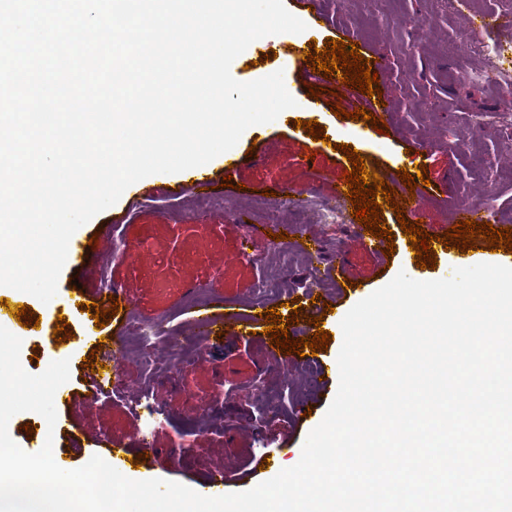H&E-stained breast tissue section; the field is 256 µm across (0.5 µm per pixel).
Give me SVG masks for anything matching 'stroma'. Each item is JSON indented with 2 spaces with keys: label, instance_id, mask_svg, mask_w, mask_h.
<instances>
[{
  "label": "stroma",
  "instance_id": "1",
  "mask_svg": "<svg viewBox=\"0 0 512 512\" xmlns=\"http://www.w3.org/2000/svg\"><path fill=\"white\" fill-rule=\"evenodd\" d=\"M286 8L301 20L321 12V39L332 41L354 36L357 42L381 48L390 61L386 82L393 110L388 134L377 133L365 121L342 119L333 106L349 108L346 91L338 95L321 92L322 112L301 113L290 108L271 123L249 127L233 149L234 155L255 154L257 161L241 166L231 175L232 186L221 189L224 207L203 210L192 203L191 193H177L184 173L155 174L141 186L154 189L145 199L139 186H129L121 199L81 226L75 233L87 243L94 275L64 268L58 292L49 303L17 290L11 291L9 307L27 305L39 326H21L15 316L0 321L22 340L20 362L29 373L43 372L50 362L68 360L70 378L64 389L69 402H56L57 421L48 426L34 412L13 416L8 430L26 452L35 453L52 442L53 457L66 469L86 464L92 456L104 455L109 443L125 448L138 459L139 469L151 477L200 489L215 465L224 468L225 492H241L274 477L276 469L265 467L267 456H278L279 468L295 465L308 433L323 419L338 387L337 379L320 377L321 366L334 362L343 342L339 320L359 301L386 285L398 272L419 281L448 277L458 267L459 253L437 251L435 268L417 267L402 253L379 267L376 257L355 240L350 224H323L315 212L285 209V201L309 194L329 195L326 180L342 178L352 165L343 153L325 156L320 170L304 167L302 155L314 142L298 119L317 120L331 143L358 150L380 178L396 175L398 168L418 173L407 144L419 142L428 149L426 171L430 180L447 184L425 198L423 205L431 223L445 224L451 202L464 198L492 209L500 223L512 225V124L483 128L481 113L499 114L506 109L503 93L483 78L487 57L459 52L470 29L464 13L450 0H318L316 8L284 0ZM308 33H282L251 43L235 58L231 73L241 82L253 81L283 71L289 93L308 89L316 76L303 71L293 51L308 43ZM461 149H454V142ZM271 190V207L278 210L277 223L252 210L256 192ZM288 232L293 240L315 237L319 251L308 252L306 263L291 267L290 301L302 298L313 283V271L326 260L344 257L351 288L338 291L327 286L337 301L335 318L323 322L331 334L327 350L317 355L288 357L287 370H259L269 336L221 343L206 361L194 363L173 379L145 385L138 359V341L131 327L117 329L106 323L101 330L68 322L73 337L56 341V318L72 294L73 282L93 290L99 279L120 282L131 311L155 324L158 334L153 352L168 358V335L184 337L187 351L198 341L197 312L188 310L185 289L206 290L212 312L239 311L258 277L261 261L270 259L274 234ZM98 244H91V237ZM122 238L143 243L133 260L112 257L111 243ZM120 334L126 358L110 385L97 390L84 380L82 366L97 337ZM315 372V388L274 417L265 415L268 402L282 387L301 388L307 372ZM150 440L155 452L144 455L142 440Z\"/></svg>",
  "mask_w": 512,
  "mask_h": 512
}]
</instances>
